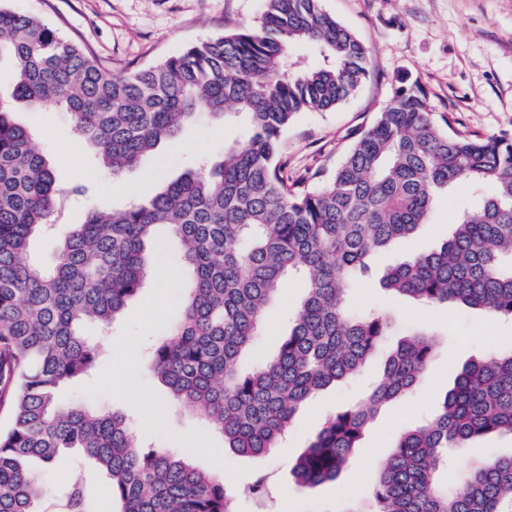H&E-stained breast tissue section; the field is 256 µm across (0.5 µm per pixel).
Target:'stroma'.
<instances>
[{
  "mask_svg": "<svg viewBox=\"0 0 512 512\" xmlns=\"http://www.w3.org/2000/svg\"><path fill=\"white\" fill-rule=\"evenodd\" d=\"M5 6L39 16L63 36L78 40L120 76L180 53L188 45L254 26L265 0H0ZM324 10L353 31L366 46L370 76L356 94L329 112H306L281 138V150L295 175L321 168L333 172L344 152L371 123L402 78L419 83L436 112L448 114L466 134L512 133V0H323ZM16 120L27 127L36 146L53 159L60 184L88 187L86 199L71 201L67 224L83 223L92 207L119 208L154 195L197 158L222 156L225 145L241 138L242 121L223 124L198 118L185 125L152 155L126 172L123 192L111 190L94 150L75 138L66 113H55V135L44 136L36 113L19 109ZM466 200L456 191L437 203L430 223L381 255L350 293L354 310L379 309L391 322V334L353 379L320 391L301 406L286 439L263 458L225 449L223 437L182 405L169 402V391L149 367V349L161 331L181 316L183 289L190 272L178 247L160 263L161 274L148 277L108 332L87 326L99 338L102 355L92 376L62 385L60 403L116 411L133 434L158 448L190 449L195 464L239 489L237 512H257L242 493L256 473L269 474L268 512H375L373 455L388 458L398 435L413 427L443 399L470 360L512 348V322L488 313L444 303L427 319L419 304L397 298L380 286L394 260L439 248ZM303 298L299 282L285 281L266 310L267 325L240 361L242 371L273 357L288 330V312ZM427 332L435 355L415 392L383 405L368 423L359 448L336 481L312 488L298 485L292 468L324 419L361 401L377 382L386 355L408 334ZM512 454V439L498 435L448 451L440 483L457 486L463 473L481 462ZM70 477L38 470L49 503L69 483L83 485L95 512H112L105 478L82 455L67 457Z\"/></svg>",
  "mask_w": 512,
  "mask_h": 512,
  "instance_id": "stroma-1",
  "label": "stroma"
}]
</instances>
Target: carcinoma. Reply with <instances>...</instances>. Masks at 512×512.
<instances>
[{"label": "carcinoma", "mask_w": 512, "mask_h": 512, "mask_svg": "<svg viewBox=\"0 0 512 512\" xmlns=\"http://www.w3.org/2000/svg\"><path fill=\"white\" fill-rule=\"evenodd\" d=\"M299 46L321 61L295 69ZM3 61L12 84L10 100L0 98V407L11 422L0 430V512H41L47 489L31 465L51 468L67 450L105 474L115 512H235L223 479L195 466L189 450L144 448L123 416L58 401L60 386L99 357L84 322L113 324L173 242L191 279L150 368L241 455L265 456L302 403L365 366L389 323L355 313L348 294L376 257L429 223L445 191L486 193L459 212L439 249L388 266L383 287L512 321L511 134L466 136L403 79L321 186L288 174V125L336 108L369 76L367 48L322 0H266L257 25L121 78L41 19L0 5ZM15 103L67 112L115 178L200 114L240 117L247 131L222 159L187 169L150 200L89 210L48 268L31 260V240L52 229L63 196L86 188L57 187ZM287 277L304 288L288 334L272 359L243 373L239 360ZM433 355L422 333L399 342L366 400L337 410L298 457L296 482L335 481L367 423L415 389ZM489 434L512 437V350L467 363L433 417L401 432L378 472L377 512H512V455L471 468L453 491L438 483L448 449ZM57 508L91 512L77 484Z\"/></svg>", "instance_id": "1"}]
</instances>
